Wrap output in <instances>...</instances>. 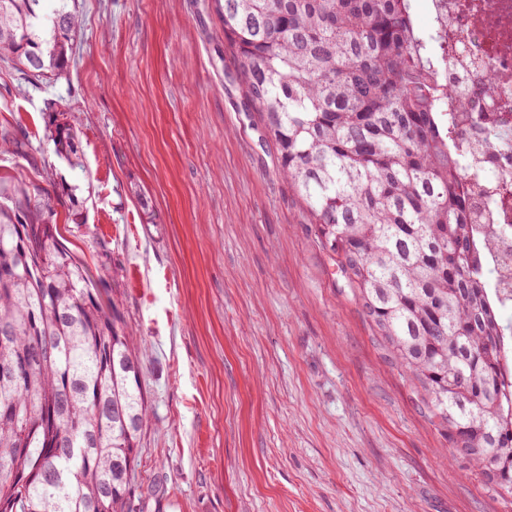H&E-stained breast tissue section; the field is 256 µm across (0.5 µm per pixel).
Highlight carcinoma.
Returning a JSON list of instances; mask_svg holds the SVG:
<instances>
[{
    "instance_id": "obj_1",
    "label": "carcinoma",
    "mask_w": 512,
    "mask_h": 512,
    "mask_svg": "<svg viewBox=\"0 0 512 512\" xmlns=\"http://www.w3.org/2000/svg\"><path fill=\"white\" fill-rule=\"evenodd\" d=\"M0 0V60L53 83L81 33L75 0ZM283 176L393 364L414 382L453 456L512 497V326L482 264L499 233L454 146L448 31L427 35L414 0H214ZM57 152L78 158L65 112L46 108ZM29 142L0 126V147ZM49 183L0 177V512H137L131 479L148 418L139 346L54 234Z\"/></svg>"
}]
</instances>
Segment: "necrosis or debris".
I'll list each match as a JSON object with an SVG mask.
<instances>
[{
	"label": "necrosis or debris",
	"mask_w": 512,
	"mask_h": 512,
	"mask_svg": "<svg viewBox=\"0 0 512 512\" xmlns=\"http://www.w3.org/2000/svg\"><path fill=\"white\" fill-rule=\"evenodd\" d=\"M432 26L448 27V79L471 85L491 68L476 105L463 114L458 145L478 173L494 224H512V0H430ZM490 288L512 298V234L488 256Z\"/></svg>",
	"instance_id": "4bbe7bcc"
}]
</instances>
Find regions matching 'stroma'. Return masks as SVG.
Here are the masks:
<instances>
[{
    "label": "stroma",
    "mask_w": 512,
    "mask_h": 512,
    "mask_svg": "<svg viewBox=\"0 0 512 512\" xmlns=\"http://www.w3.org/2000/svg\"><path fill=\"white\" fill-rule=\"evenodd\" d=\"M66 79L0 62V174L72 189L59 240L145 345L140 512H512L454 460L246 111L212 0H78ZM80 132L47 139L45 102Z\"/></svg>",
    "instance_id": "stroma-1"
}]
</instances>
